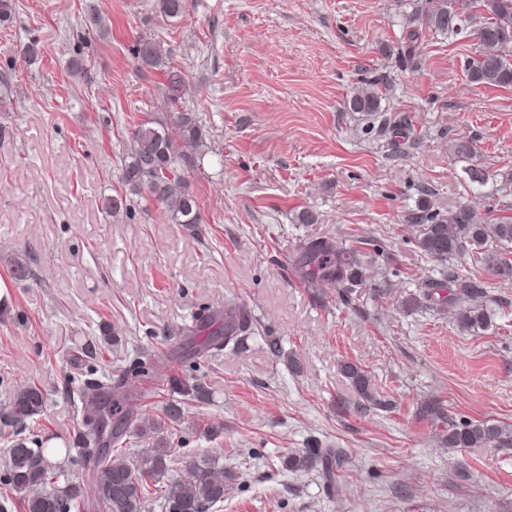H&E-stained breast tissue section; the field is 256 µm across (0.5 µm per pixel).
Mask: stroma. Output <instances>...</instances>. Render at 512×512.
<instances>
[{
	"label": "stroma",
	"mask_w": 512,
	"mask_h": 512,
	"mask_svg": "<svg viewBox=\"0 0 512 512\" xmlns=\"http://www.w3.org/2000/svg\"><path fill=\"white\" fill-rule=\"evenodd\" d=\"M0 24V409L17 388L45 394L26 437L64 448L72 512H92L97 472L78 450L86 371L127 383L136 408L171 403L168 478L207 454L224 471L211 512H512V447L452 448L448 428L512 426V281L472 253L445 264L421 253L414 213L467 203L480 217L512 208V88L477 87L475 40L421 32L413 66L398 63L413 0H9ZM163 50L141 67L139 40ZM40 55L13 68L17 47ZM84 71L73 74L71 58ZM186 87L170 98L171 75ZM374 82L378 120L346 111ZM192 114L203 129L189 190L203 221L173 223L121 189L139 123ZM472 140L457 158L451 140ZM485 173L482 194L470 169ZM315 224L299 223L303 210ZM326 238L354 255L363 282L346 292L309 282L297 247ZM29 263L16 281L9 261ZM480 277L487 329L463 331L423 293L449 267ZM249 309L237 345L198 351L225 305ZM164 356V376L138 375ZM361 365L377 405L341 374ZM338 448L334 487L290 455Z\"/></svg>",
	"instance_id": "35a3bbf8"
}]
</instances>
